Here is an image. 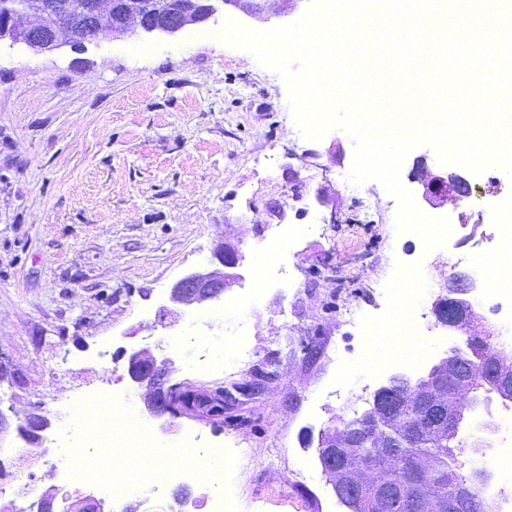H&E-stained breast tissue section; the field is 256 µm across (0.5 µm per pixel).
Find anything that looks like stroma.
I'll return each instance as SVG.
<instances>
[{
  "instance_id": "1",
  "label": "stroma",
  "mask_w": 512,
  "mask_h": 512,
  "mask_svg": "<svg viewBox=\"0 0 512 512\" xmlns=\"http://www.w3.org/2000/svg\"><path fill=\"white\" fill-rule=\"evenodd\" d=\"M307 8L298 0L266 20L219 12L205 26L232 20L271 30ZM143 41L152 50L141 56L130 51L134 38L108 34L85 52L0 46V408L14 422L32 413L51 422L36 455L0 480V505L21 507L22 475L72 501L88 494L58 469L54 431L71 424L67 403L79 389L108 386L139 407L121 353L148 348L174 360L173 381L233 393L222 427L184 419L161 441L177 446L192 430L238 452L224 491L242 512H347L322 474L318 437L362 415L388 378L359 364V353L404 341L397 325L381 340L362 335L346 322L347 306L378 321L390 305L382 284L419 276L421 332L440 357L437 341L449 330L431 305L444 276L467 271L479 323L500 332L487 292L512 275V252L494 241L495 202L512 186L486 181L431 208L412 170L420 161L434 173L442 165L430 146L413 148L402 185L424 215L454 226L444 246L426 250L421 238L396 231L399 204L381 182L346 188L351 135L335 128L304 137L285 79L250 50L201 39L194 28ZM298 188L307 191L302 215L288 199ZM366 199L378 223H365ZM294 225L300 234L279 251L289 277L272 279L247 310L169 302L171 286L207 267L221 241L244 256L243 283L224 293L240 296L254 285L267 236ZM201 317L211 355L224 360L208 373L183 339L188 321ZM174 335L181 344L171 343ZM238 337L246 355L229 347ZM65 352L71 363H62Z\"/></svg>"
}]
</instances>
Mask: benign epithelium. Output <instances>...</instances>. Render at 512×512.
Segmentation results:
<instances>
[{
  "mask_svg": "<svg viewBox=\"0 0 512 512\" xmlns=\"http://www.w3.org/2000/svg\"><path fill=\"white\" fill-rule=\"evenodd\" d=\"M293 0H179L169 8L165 0H123L121 16L113 19L112 0H0V41L9 39L23 43L36 54L53 52L69 46L85 52L97 42L99 35L110 32L116 36L156 33L175 36L206 22L219 9L229 7L247 16L265 11L280 14ZM412 179L423 187L422 199L433 207L448 202V197H463L472 193V185L464 176L451 172L442 175L430 172L419 163ZM243 260L241 252L217 244L211 251V270H194L178 279L170 288L171 303L192 308L220 299L224 290L239 280L232 269ZM475 288V278L469 272H458L444 279L432 305L436 322L450 329L475 320L469 294ZM172 360L159 357L147 349L127 356V373L131 381L145 389L144 408L165 432L178 426L183 417L197 421H218L219 413L197 415L183 404L182 395L196 390L192 381L171 382ZM512 400V370L495 356L484 338L468 336L467 350L453 347L444 353L427 375L411 383L406 396L422 411L419 429L453 440L460 422L472 409L491 401V396ZM392 396V385L381 386L374 395L372 406L363 414L358 426L336 435H320L317 448L322 473L335 493L355 494L362 486L371 489V497L363 503L362 512H387L392 498V486L381 474L377 458L372 456L359 469L336 458L340 445L358 446L377 441L381 457L398 459L393 442L378 437V432L393 424V409L381 401ZM49 421L38 415L16 426L18 434L30 445L40 443L41 432ZM455 494L449 500L438 497L422 476H417L409 489L418 512H460V507L474 505L479 512L489 507L475 495V480L448 472Z\"/></svg>",
  "mask_w": 512,
  "mask_h": 512,
  "instance_id": "benign-epithelium-1",
  "label": "benign epithelium"
}]
</instances>
